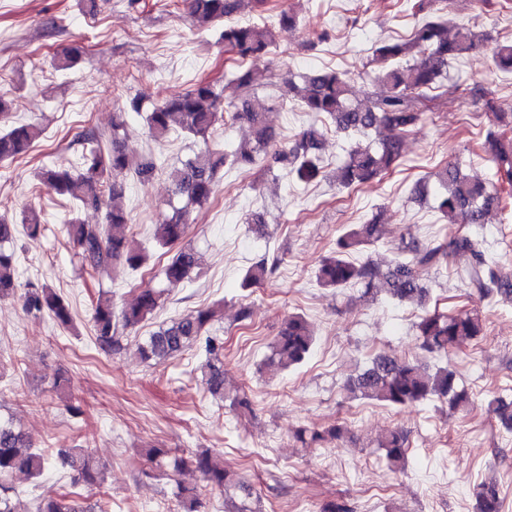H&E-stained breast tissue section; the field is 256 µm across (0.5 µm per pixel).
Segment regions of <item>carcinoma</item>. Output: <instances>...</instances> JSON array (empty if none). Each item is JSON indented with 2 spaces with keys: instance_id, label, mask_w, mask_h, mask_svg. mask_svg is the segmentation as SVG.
<instances>
[{
  "instance_id": "obj_1",
  "label": "carcinoma",
  "mask_w": 512,
  "mask_h": 512,
  "mask_svg": "<svg viewBox=\"0 0 512 512\" xmlns=\"http://www.w3.org/2000/svg\"><path fill=\"white\" fill-rule=\"evenodd\" d=\"M269 0H188L190 13L198 26L212 27L224 23L219 40L225 50L239 61L233 81L247 91L261 84L262 74L245 66V62L268 50L275 42L273 28L257 22L238 23L234 17L244 6L263 15ZM479 35L469 28L448 32V26L433 18L425 19L406 40L384 43L376 48V59L383 63L375 82L379 88L370 93V105L360 107L350 102V79L342 72L319 70L304 76L303 85L292 78L284 79V94L300 102L307 112L324 117L322 126H311L283 141L266 122L265 109L245 98L237 105L221 106L217 84L207 79L197 81L184 93L170 95L142 110V102L134 97L117 109L112 123V146L102 144L93 131L82 140V152L74 169H48L41 173V183L57 195L69 194L80 210L106 209V224H85L76 215L66 220L69 239L77 248V255L93 270L114 263H124L133 270L146 261L143 251L136 248L128 231L130 216L115 200L124 195L123 176L129 169L140 180L153 177L161 164L152 159L133 161L125 147L120 131L126 125L130 112H146L149 134L155 139L166 137L177 127L180 131L201 140L205 148L170 172L172 194L181 206H171V213L155 225L153 239L157 246L169 248L185 239L190 227V212L194 206L210 201L214 192V176L225 166L250 170L260 163L267 168L280 166L302 183L316 180L320 173L319 152L325 136L330 132L366 135L372 130H385L387 135L379 146L357 145L349 152L343 164L336 169V185L352 189L390 174L400 158L406 135L422 123L430 102L436 99L432 92L445 93L454 87L443 83L448 74V63L470 56L478 47ZM82 60L78 48L63 50L53 59L57 71L74 68ZM494 61L501 70L512 72V42L495 47ZM496 130L488 133L486 144L492 160L499 166L500 187L489 188L462 175L455 166H447L439 173L441 193L437 209L450 223L485 224L492 211L506 208L512 201V113H494ZM246 125L252 137L242 140L236 148L224 151L210 146V140L221 127ZM44 128L35 122H26L0 131V162L12 161L28 153L42 138ZM23 229L30 236L40 231L41 211L31 207L22 217ZM18 233V225L0 221V297L17 293L16 255L6 250ZM383 235L381 214H375L365 224L344 228L330 254L323 257L317 272V282L323 288L359 287L361 297L377 298L383 292L399 303L412 301L424 308L416 325L420 349L425 355L442 357L458 354L483 332L478 313L466 309L440 311L427 308L429 289L422 274L431 269L448 266V260L459 252L470 255L468 285L485 297L492 293L512 296V278H501L486 257L481 243L469 236L448 242L419 246L400 243L392 250V257L384 266L353 255L375 245ZM279 264L266 256L254 262L246 271L243 286L263 284ZM199 265L198 253L182 247L161 269L169 283L188 278ZM164 290L146 286L138 289L134 301L125 306L119 318L123 326H135L145 321L163 306ZM25 310L36 316L49 315L59 326L72 323L68 304L53 289L32 285L20 295ZM216 316L213 308L194 310L171 324L160 327L139 346L143 357L163 362L175 357L183 349L197 342L205 326ZM112 299L98 298L93 308L92 321L96 341L104 349L120 347ZM315 344V336L306 317L291 313L282 322L270 345V353L263 365L272 375L302 365ZM206 384L210 392L224 397V342L208 337L205 340ZM353 396L380 402L390 407H402L438 399L448 402L452 411L468 408L469 399L458 389L456 371L448 365H429L408 358L378 354L355 378L347 384ZM499 423L512 430V404L501 400L490 403ZM344 426L333 424L322 431L299 428L295 438L304 445L333 442L340 439ZM384 451L387 467H401L409 451L407 439L397 430H391L378 441ZM62 463L77 472L78 478L94 484L102 476V466L83 448H71L59 453ZM194 464L207 484L224 492L225 512H260V500L255 488L212 455L202 452L186 461L174 459L173 470L187 463ZM50 466L49 456L35 450L25 433L12 421H0V512H20L18 492L7 483L16 472L40 477ZM475 512H501L502 501L498 487L480 483L473 488ZM180 512H201L199 495L193 488L178 487ZM34 512H85L65 494L42 495L34 504Z\"/></svg>"
}]
</instances>
